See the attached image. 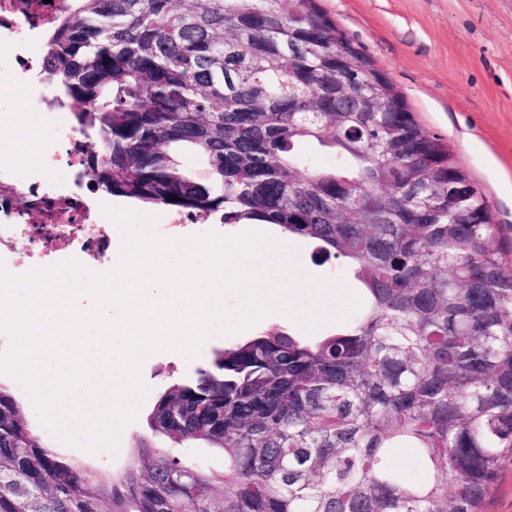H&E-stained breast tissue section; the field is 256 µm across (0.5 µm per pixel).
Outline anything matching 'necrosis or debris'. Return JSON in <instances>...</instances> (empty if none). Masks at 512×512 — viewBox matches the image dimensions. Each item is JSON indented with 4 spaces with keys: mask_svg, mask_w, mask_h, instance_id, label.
<instances>
[{
    "mask_svg": "<svg viewBox=\"0 0 512 512\" xmlns=\"http://www.w3.org/2000/svg\"><path fill=\"white\" fill-rule=\"evenodd\" d=\"M65 0H0V44L11 59L0 70V96H26L41 111L43 148L36 166H0V265L14 277L61 260L111 259L120 232L101 208L84 196L80 157L70 144L81 136L71 112L55 100L52 87L34 75L31 52L54 8ZM43 203L40 223L25 220V204ZM27 241L17 250V241Z\"/></svg>",
    "mask_w": 512,
    "mask_h": 512,
    "instance_id": "obj_1",
    "label": "necrosis or debris"
}]
</instances>
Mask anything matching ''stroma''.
Listing matches in <instances>:
<instances>
[{
    "instance_id": "35a3bbf8",
    "label": "stroma",
    "mask_w": 512,
    "mask_h": 512,
    "mask_svg": "<svg viewBox=\"0 0 512 512\" xmlns=\"http://www.w3.org/2000/svg\"><path fill=\"white\" fill-rule=\"evenodd\" d=\"M337 26L391 78L416 121L448 142L456 162L486 198L501 235L512 241V0H319ZM273 247L268 260L288 269L292 281L273 289L275 311L261 328L284 325L307 338L349 324L363 302L359 284L334 262L316 264L313 246L289 240L277 251L280 233L260 225ZM287 314H280V307ZM233 334L206 337L189 358L148 354L140 363L146 394L135 418L121 431L117 449L91 453L53 440L58 452L112 478L136 460V443L173 455L183 448L152 437L146 423L155 398L190 375L212 350L236 342Z\"/></svg>"
}]
</instances>
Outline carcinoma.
<instances>
[{
	"mask_svg": "<svg viewBox=\"0 0 512 512\" xmlns=\"http://www.w3.org/2000/svg\"><path fill=\"white\" fill-rule=\"evenodd\" d=\"M40 62L90 133L92 189L277 226L366 305L320 339L249 336L156 398L152 435L222 451V476L156 451L108 482L47 449L0 384V512H481L512 450L509 249L448 144L316 0H69ZM394 448L417 449L423 482Z\"/></svg>",
	"mask_w": 512,
	"mask_h": 512,
	"instance_id": "carcinoma-1",
	"label": "carcinoma"
}]
</instances>
